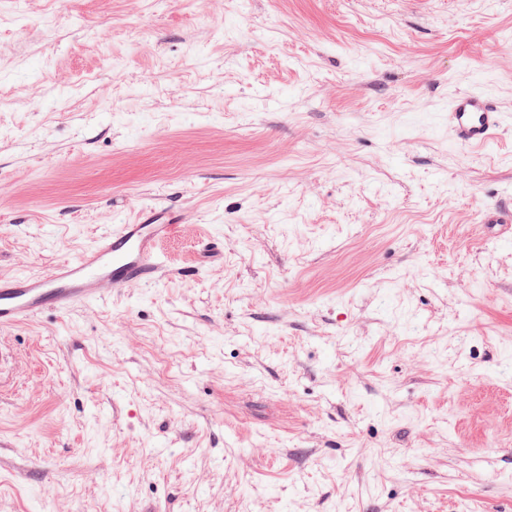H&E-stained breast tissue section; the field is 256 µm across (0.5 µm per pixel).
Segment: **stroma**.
I'll return each instance as SVG.
<instances>
[{
  "label": "stroma",
  "instance_id": "1",
  "mask_svg": "<svg viewBox=\"0 0 512 512\" xmlns=\"http://www.w3.org/2000/svg\"><path fill=\"white\" fill-rule=\"evenodd\" d=\"M463 91L512 114V0H0V276L183 224L0 329V512H512V126L455 145ZM179 227L165 209L142 210L132 224H121L77 257L43 272L2 276L0 328L32 319L47 309L65 311L76 304L100 302L111 288L159 282L166 267L159 245Z\"/></svg>",
  "mask_w": 512,
  "mask_h": 512
}]
</instances>
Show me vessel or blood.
I'll use <instances>...</instances> for the list:
<instances>
[{"instance_id": "1", "label": "vessel or blood", "mask_w": 512, "mask_h": 512, "mask_svg": "<svg viewBox=\"0 0 512 512\" xmlns=\"http://www.w3.org/2000/svg\"><path fill=\"white\" fill-rule=\"evenodd\" d=\"M512 123V116L487 92L454 95L448 107V129L456 143L470 149L486 147ZM179 229L165 209L138 213L129 224L74 258L39 273L0 278V328L27 321L45 310L64 311L77 304L102 301L106 292L133 282H159L165 263L159 245Z\"/></svg>"}]
</instances>
